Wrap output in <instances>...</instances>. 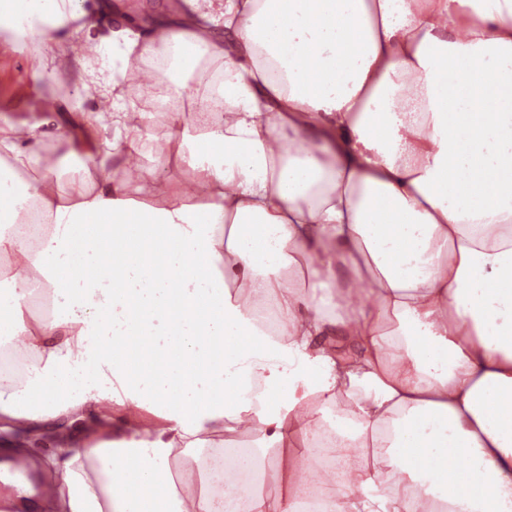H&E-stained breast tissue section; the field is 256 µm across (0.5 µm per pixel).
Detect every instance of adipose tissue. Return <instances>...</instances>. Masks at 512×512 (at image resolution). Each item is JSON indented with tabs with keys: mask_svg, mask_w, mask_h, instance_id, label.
Here are the masks:
<instances>
[{
	"mask_svg": "<svg viewBox=\"0 0 512 512\" xmlns=\"http://www.w3.org/2000/svg\"><path fill=\"white\" fill-rule=\"evenodd\" d=\"M0 17L105 107L58 136L97 154L66 188L37 126H0V254L28 270L0 298L24 366L0 368V471L51 436L56 512H512V0H176L100 36L84 0ZM202 58L186 98L223 120L142 135L137 100ZM344 426L358 459L308 503Z\"/></svg>",
	"mask_w": 512,
	"mask_h": 512,
	"instance_id": "adipose-tissue-1",
	"label": "adipose tissue"
}]
</instances>
